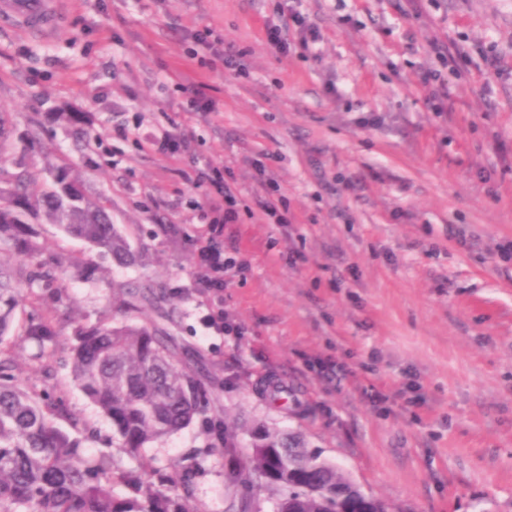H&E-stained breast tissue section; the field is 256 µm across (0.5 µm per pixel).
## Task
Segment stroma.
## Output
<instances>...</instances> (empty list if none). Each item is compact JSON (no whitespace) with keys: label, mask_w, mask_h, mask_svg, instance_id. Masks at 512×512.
<instances>
[{"label":"stroma","mask_w":512,"mask_h":512,"mask_svg":"<svg viewBox=\"0 0 512 512\" xmlns=\"http://www.w3.org/2000/svg\"><path fill=\"white\" fill-rule=\"evenodd\" d=\"M278 0H65L53 38L0 29V116L15 159L70 165L128 238L119 266L55 226L40 259L58 343L24 346L13 373L81 415L88 455L108 421L74 384L68 343L103 320L176 336L207 411L146 451L174 474L194 456L198 512H227L213 421L300 433L391 512H512V0H300L319 58L289 30L264 36ZM245 53V74L200 66L193 34ZM453 47L439 67L434 44ZM440 68L444 111L423 76ZM203 83L216 110L185 111ZM188 147L161 155L163 132ZM287 199L289 228L257 216L255 158ZM229 170L236 221L219 245L241 265L208 294L197 279L206 163ZM92 262L63 281L56 260ZM147 283L157 307L117 289ZM223 313L234 333L206 319ZM380 399H372V392ZM287 30V24H279L274 21L268 22L265 26V37L267 44L271 49L283 55L287 54L290 49Z\"/></svg>","instance_id":"obj_1"}]
</instances>
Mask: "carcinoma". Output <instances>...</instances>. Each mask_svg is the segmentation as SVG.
Here are the masks:
<instances>
[{"instance_id":"obj_1","label":"carcinoma","mask_w":512,"mask_h":512,"mask_svg":"<svg viewBox=\"0 0 512 512\" xmlns=\"http://www.w3.org/2000/svg\"><path fill=\"white\" fill-rule=\"evenodd\" d=\"M7 174L11 186L0 191V243L19 257L39 250V225L54 224L70 236L110 254L117 263L135 260L127 238L112 224L104 207L82 199L70 201L67 184L79 182L68 167L47 169L59 182L40 185V173L15 162ZM38 272L0 261V512H193L190 492L198 473L195 459L177 465L170 477L153 469L144 449L190 425L204 410L205 386L181 362L173 339L146 325L103 322L80 330L69 348L74 383L112 426L118 452L139 461L122 469L113 457L90 458L81 441L57 425L66 417L74 428L83 418L60 401L45 402L28 385L7 373L14 362L10 332L16 311L35 296ZM130 305L154 306L151 286L121 289ZM23 336L45 356L56 343L52 320L32 315ZM224 456V487L234 494V512H256L255 502L238 492L244 486L275 488V512H355L364 492L348 474L305 447L294 434L254 429V451L242 455L234 431L213 426ZM120 483L129 494L119 497Z\"/></svg>"}]
</instances>
